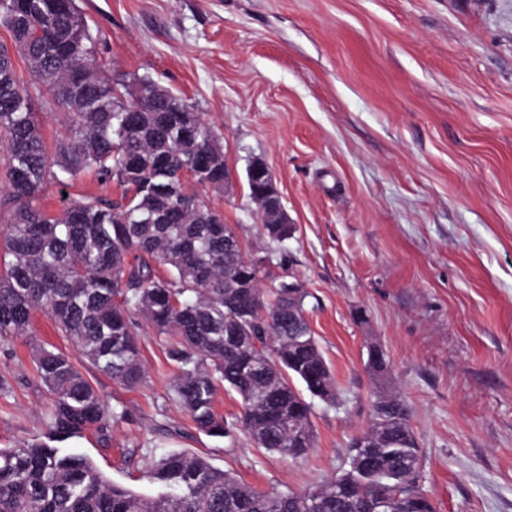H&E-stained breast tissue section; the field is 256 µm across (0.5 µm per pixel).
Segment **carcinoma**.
<instances>
[{"mask_svg": "<svg viewBox=\"0 0 512 512\" xmlns=\"http://www.w3.org/2000/svg\"><path fill=\"white\" fill-rule=\"evenodd\" d=\"M0 0V342L27 336L42 313L88 362L126 386L144 377L140 314L170 339L172 386L197 428L224 436L219 386L241 400L240 424L259 448L301 458L314 448L311 403L335 405L336 377L312 333L306 289L288 299L287 276L245 255L205 192L224 189V146L193 105L133 76L114 80L77 0ZM45 97L66 120L49 146L34 112ZM123 187L118 199L75 200L51 215L47 184L86 170ZM366 371L386 373L385 352L366 346ZM50 394L45 440L0 448V512H409L410 496L436 512L421 486L422 450L395 390L373 392L369 423L350 445L348 469L302 492L257 490L203 456L154 462L145 497L112 482L84 454L55 446L118 417L67 355L33 354Z\"/></svg>", "mask_w": 512, "mask_h": 512, "instance_id": "obj_1", "label": "carcinoma"}]
</instances>
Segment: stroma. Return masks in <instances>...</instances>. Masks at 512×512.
Masks as SVG:
<instances>
[{
  "label": "stroma",
  "instance_id": "obj_1",
  "mask_svg": "<svg viewBox=\"0 0 512 512\" xmlns=\"http://www.w3.org/2000/svg\"><path fill=\"white\" fill-rule=\"evenodd\" d=\"M110 76L181 96L215 126L231 182L209 191L246 254L261 241L246 168H271L294 239L273 245L308 291L338 406L313 400L315 446L291 459L240 429L201 432L172 398L166 337L139 324L133 387L88 367L44 315L0 345V448L43 438L48 395L31 344L65 353L123 419L67 441L112 482L151 496V463L186 451L262 491L342 473L368 424L366 346L407 400L436 512H512V0H77ZM94 171L49 184L52 213L119 198Z\"/></svg>",
  "mask_w": 512,
  "mask_h": 512
}]
</instances>
